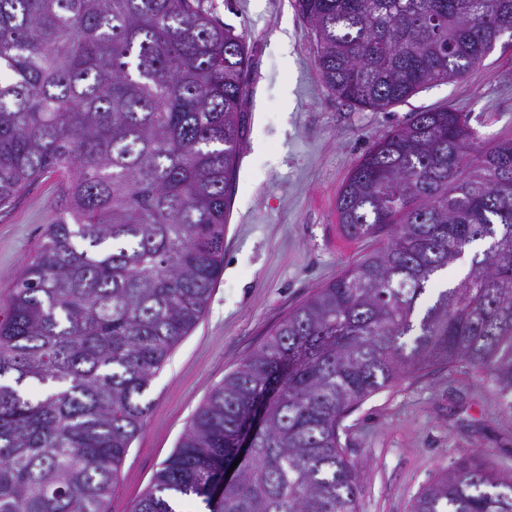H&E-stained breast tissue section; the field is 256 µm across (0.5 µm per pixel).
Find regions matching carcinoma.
<instances>
[{
  "label": "carcinoma",
  "mask_w": 512,
  "mask_h": 512,
  "mask_svg": "<svg viewBox=\"0 0 512 512\" xmlns=\"http://www.w3.org/2000/svg\"><path fill=\"white\" fill-rule=\"evenodd\" d=\"M326 87L384 111L455 79L512 35V0H294ZM249 56L200 0H0V211L59 176L64 216L17 274L0 322V512H104L224 265ZM448 108L414 112L336 200L351 238L393 227L213 386L132 512H358L342 422L443 366L487 382L512 418V140ZM489 241L472 252L478 241ZM471 254L463 279L419 300ZM49 387L38 395L22 385ZM264 428L236 479L253 407ZM411 512H512V474L462 457Z\"/></svg>",
  "instance_id": "cac0c4a2"
}]
</instances>
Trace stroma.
<instances>
[{
  "instance_id": "35a3bbf8",
  "label": "stroma",
  "mask_w": 512,
  "mask_h": 512,
  "mask_svg": "<svg viewBox=\"0 0 512 512\" xmlns=\"http://www.w3.org/2000/svg\"><path fill=\"white\" fill-rule=\"evenodd\" d=\"M242 34L251 66L224 269L195 328L155 377L145 424L124 457L106 512H131L174 451L210 388L321 285L383 245L351 239L336 197L365 151L412 113L449 107L479 141L512 138V45H496L460 78L382 112L357 111L324 86L310 27L293 0H201ZM57 176L0 212V320L14 279L61 211ZM342 446L359 475V512H410L418 493L460 457L512 468V419L486 383L432 368L367 398L343 421Z\"/></svg>"
}]
</instances>
